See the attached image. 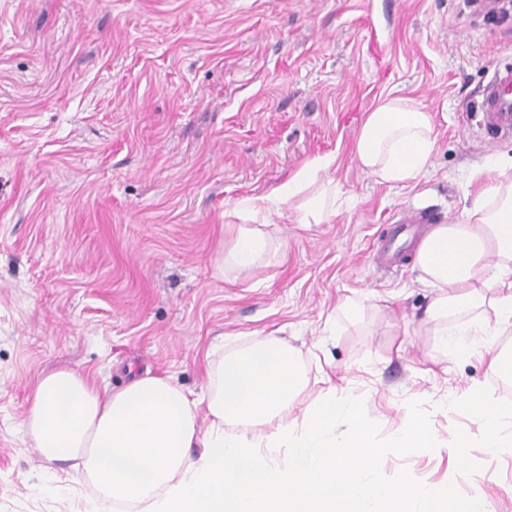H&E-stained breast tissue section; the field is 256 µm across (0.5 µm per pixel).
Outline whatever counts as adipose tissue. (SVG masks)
<instances>
[{
    "instance_id": "adipose-tissue-1",
    "label": "adipose tissue",
    "mask_w": 512,
    "mask_h": 512,
    "mask_svg": "<svg viewBox=\"0 0 512 512\" xmlns=\"http://www.w3.org/2000/svg\"><path fill=\"white\" fill-rule=\"evenodd\" d=\"M435 144L431 113L390 95L368 113L354 155L377 182L403 184L425 169ZM333 163L328 155L310 160L268 195L241 200L239 212L254 217L264 205L288 200L298 223H322L336 212L339 190L320 180ZM470 216L435 226L415 256L436 290L427 316L440 322L438 343L455 359L473 351L468 314L487 306L512 327V181L481 191ZM268 253L263 232L244 224L222 266L250 270ZM210 354L207 389L194 398L161 376L134 375L103 391L74 370L43 375L25 421L40 456L80 461L103 491L138 512H389L392 504L399 512H489L481 496L458 499L451 483L383 485L355 474L348 448H359L364 462L376 450L359 427L337 440V418L355 415L349 398L310 404L301 424L289 422L309 377L283 339L266 336L229 351L216 346ZM451 404L474 415L491 453H512L511 407L493 405L475 389ZM282 448L283 469L273 460Z\"/></svg>"
}]
</instances>
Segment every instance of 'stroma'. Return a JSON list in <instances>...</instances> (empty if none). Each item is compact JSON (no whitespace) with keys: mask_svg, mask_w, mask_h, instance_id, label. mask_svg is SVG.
Returning a JSON list of instances; mask_svg holds the SVG:
<instances>
[{"mask_svg":"<svg viewBox=\"0 0 512 512\" xmlns=\"http://www.w3.org/2000/svg\"><path fill=\"white\" fill-rule=\"evenodd\" d=\"M512 61V12L470 17L464 0H0V512H112L81 469L51 465L24 426L40 375L69 368L100 389L130 375L207 384L214 344L278 333L312 371L291 415L348 397L380 453L381 483L455 482L512 512V455L491 458L450 398L512 395L479 355L444 357L433 290L415 249L397 269L374 247L409 209L466 223L487 166L512 138L479 127L475 104ZM433 116L436 146L407 186L379 183L353 156L387 95ZM332 155L335 215L298 224L294 205L259 221L281 244L246 272L219 270L239 200L271 192ZM357 311L342 313L343 303ZM441 451L390 438L407 413ZM474 439L456 473L446 450Z\"/></svg>","mask_w":512,"mask_h":512,"instance_id":"1","label":"stroma"}]
</instances>
